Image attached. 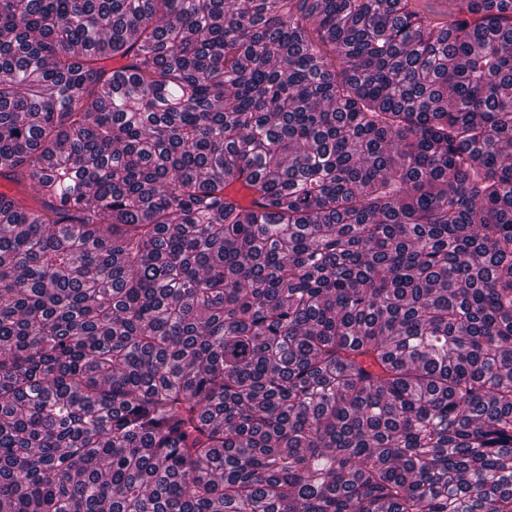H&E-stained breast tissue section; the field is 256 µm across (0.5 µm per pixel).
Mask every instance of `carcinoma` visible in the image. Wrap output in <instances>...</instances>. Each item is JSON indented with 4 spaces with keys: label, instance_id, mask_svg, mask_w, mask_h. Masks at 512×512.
<instances>
[{
    "label": "carcinoma",
    "instance_id": "carcinoma-1",
    "mask_svg": "<svg viewBox=\"0 0 512 512\" xmlns=\"http://www.w3.org/2000/svg\"><path fill=\"white\" fill-rule=\"evenodd\" d=\"M0 0V512H512V0Z\"/></svg>",
    "mask_w": 512,
    "mask_h": 512
}]
</instances>
